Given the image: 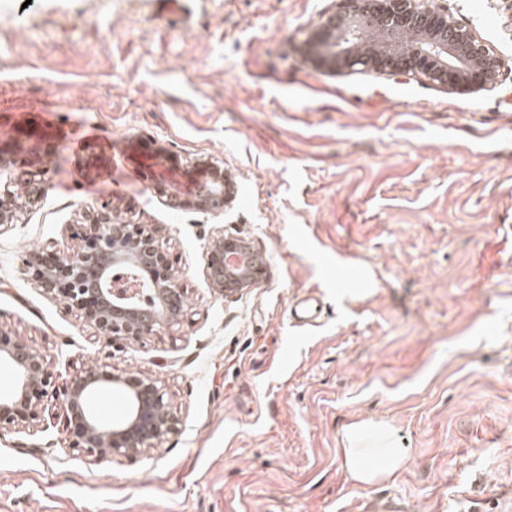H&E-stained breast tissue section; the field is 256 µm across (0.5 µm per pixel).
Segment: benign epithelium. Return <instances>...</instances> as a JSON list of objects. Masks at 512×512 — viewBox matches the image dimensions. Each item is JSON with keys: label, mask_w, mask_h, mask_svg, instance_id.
<instances>
[{"label": "benign epithelium", "mask_w": 512, "mask_h": 512, "mask_svg": "<svg viewBox=\"0 0 512 512\" xmlns=\"http://www.w3.org/2000/svg\"><path fill=\"white\" fill-rule=\"evenodd\" d=\"M309 63L329 73L360 66L386 75H420L462 94L493 87L508 60L491 51L473 31L448 12L446 0H337V9L309 34L304 43ZM22 166L18 181L27 192H4L10 205L0 208V224L44 193L46 171L28 170L0 147V164ZM176 207L217 213L233 200L224 184V168L201 163V176L190 197H182L163 181L151 185ZM81 244L58 256L33 251L26 266L45 262L36 273L38 287L79 312L97 333L116 343L159 336L188 314V303L170 254L154 228L132 224L109 207L85 215ZM247 242L216 236L207 252L206 277L216 294L229 297L259 280ZM128 265L146 273L150 288L122 286L112 268ZM15 371L11 391L0 395V433L39 423L44 403L62 399L72 447L99 462L114 456L136 458L155 442L177 432L179 418L158 382L139 372L114 373L99 365L75 374L58 393L54 371L43 356L0 331V362ZM112 388L126 401L124 416L105 420L91 406L101 391Z\"/></svg>", "instance_id": "1"}]
</instances>
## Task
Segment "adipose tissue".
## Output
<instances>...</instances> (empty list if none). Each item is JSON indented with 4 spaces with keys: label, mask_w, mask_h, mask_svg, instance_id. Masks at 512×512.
<instances>
[{
    "label": "adipose tissue",
    "mask_w": 512,
    "mask_h": 512,
    "mask_svg": "<svg viewBox=\"0 0 512 512\" xmlns=\"http://www.w3.org/2000/svg\"><path fill=\"white\" fill-rule=\"evenodd\" d=\"M341 456L349 478L364 485L391 479L408 460L395 429L383 420L365 419L348 426Z\"/></svg>",
    "instance_id": "1"
}]
</instances>
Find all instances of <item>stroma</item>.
<instances>
[{"label": "stroma", "instance_id": "35a3bbf8", "mask_svg": "<svg viewBox=\"0 0 512 512\" xmlns=\"http://www.w3.org/2000/svg\"><path fill=\"white\" fill-rule=\"evenodd\" d=\"M163 3L0 0V142L49 179L0 228V329L60 387L95 364L152 376L180 420L95 463L54 402L37 431L0 436V512H512V71L472 94L332 75L300 46L336 0ZM448 10L512 59L499 0ZM40 98L52 120L27 108ZM199 160L236 179L222 212L132 179L188 196ZM104 205L174 258L190 312L165 335L112 345L24 263ZM221 232L267 259L226 298L204 275ZM368 417L409 450L375 486L339 451Z\"/></svg>", "mask_w": 512, "mask_h": 512}]
</instances>
